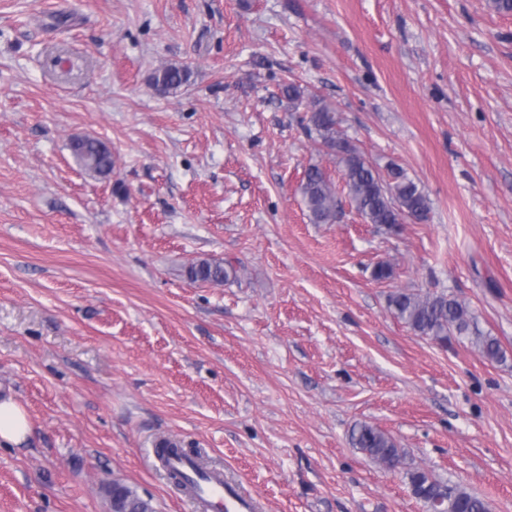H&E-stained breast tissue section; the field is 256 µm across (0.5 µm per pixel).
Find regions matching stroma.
<instances>
[{"label":"stroma","instance_id":"1","mask_svg":"<svg viewBox=\"0 0 512 512\" xmlns=\"http://www.w3.org/2000/svg\"><path fill=\"white\" fill-rule=\"evenodd\" d=\"M177 64L188 87L159 93ZM332 108L430 218L394 232L300 193L335 158L283 84ZM112 149L89 176L74 138ZM201 259L236 279L191 282ZM393 268L377 281L378 262ZM444 292L506 353L412 331L387 298ZM0 512H112L107 485L192 512L180 441L259 512H431L428 471L512 512V12L491 0H0ZM366 423L404 452L353 448ZM189 71L179 65L170 64L159 69L153 76L154 86L163 94H174L189 82ZM310 223L333 224L342 213L341 202L329 176L318 165H310L300 186ZM28 433L24 409L13 400L0 401V443L20 444ZM350 441L379 465L396 470L402 464L403 453L391 436L382 430L360 423L354 425Z\"/></svg>","mask_w":512,"mask_h":512}]
</instances>
